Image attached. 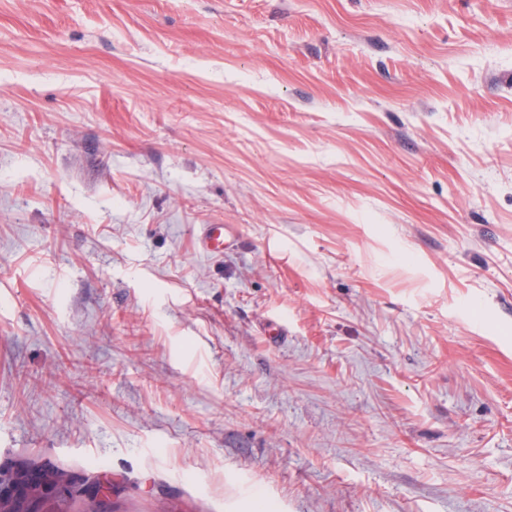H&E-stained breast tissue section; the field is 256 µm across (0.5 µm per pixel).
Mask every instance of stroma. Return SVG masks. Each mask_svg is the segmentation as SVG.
<instances>
[{
    "label": "stroma",
    "mask_w": 512,
    "mask_h": 512,
    "mask_svg": "<svg viewBox=\"0 0 512 512\" xmlns=\"http://www.w3.org/2000/svg\"><path fill=\"white\" fill-rule=\"evenodd\" d=\"M20 458L118 512H512V0H0ZM232 235L221 224H204L198 233V248L207 255H224ZM77 491L81 496L95 500L96 512H112V482L103 476L74 475L67 485V492Z\"/></svg>",
    "instance_id": "35a3bbf8"
}]
</instances>
